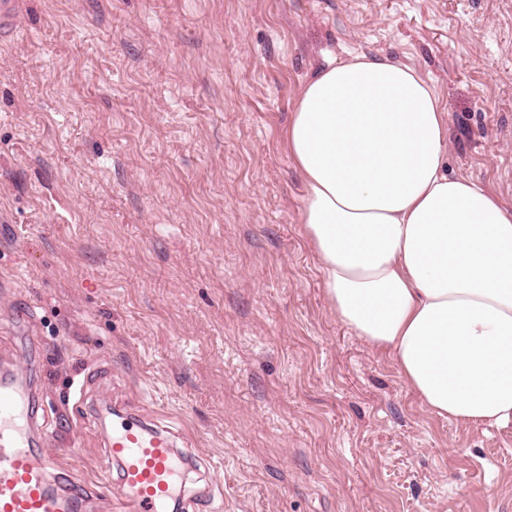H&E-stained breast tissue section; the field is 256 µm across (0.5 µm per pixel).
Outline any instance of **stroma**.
<instances>
[{
	"label": "stroma",
	"mask_w": 512,
	"mask_h": 512,
	"mask_svg": "<svg viewBox=\"0 0 512 512\" xmlns=\"http://www.w3.org/2000/svg\"><path fill=\"white\" fill-rule=\"evenodd\" d=\"M0 36V354L50 479L102 417L192 450L177 512H512V427L426 412L331 312L283 140L326 57L416 67L512 207V0H23Z\"/></svg>",
	"instance_id": "1"
}]
</instances>
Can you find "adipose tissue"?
I'll list each match as a JSON object with an SVG mask.
<instances>
[{"instance_id": "adipose-tissue-1", "label": "adipose tissue", "mask_w": 512, "mask_h": 512, "mask_svg": "<svg viewBox=\"0 0 512 512\" xmlns=\"http://www.w3.org/2000/svg\"><path fill=\"white\" fill-rule=\"evenodd\" d=\"M337 320L390 352L431 414L512 424V208L446 173L447 111L387 55L328 61L284 136Z\"/></svg>"}]
</instances>
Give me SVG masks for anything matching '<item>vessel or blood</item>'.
<instances>
[{"label":"vessel or blood","mask_w":512,"mask_h":512,"mask_svg":"<svg viewBox=\"0 0 512 512\" xmlns=\"http://www.w3.org/2000/svg\"><path fill=\"white\" fill-rule=\"evenodd\" d=\"M27 373L20 363L0 366V512H76L75 495L52 489L47 457L32 446L34 398L22 384ZM103 439L107 462L118 467L121 500L132 512H168L183 484L171 431L119 410Z\"/></svg>","instance_id":"b4317fda"}]
</instances>
